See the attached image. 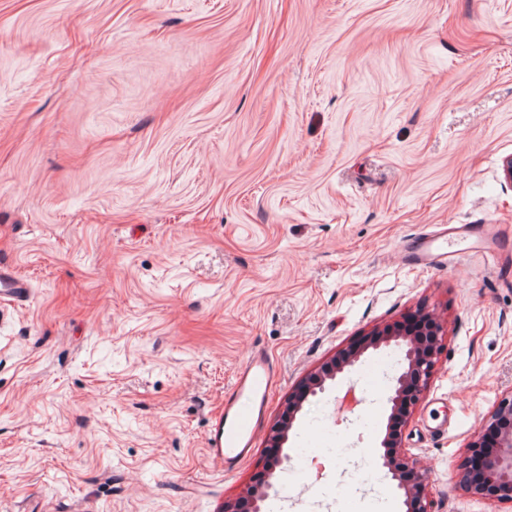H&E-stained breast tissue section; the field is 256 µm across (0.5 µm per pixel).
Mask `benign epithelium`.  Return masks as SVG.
<instances>
[{"instance_id": "1", "label": "benign epithelium", "mask_w": 512, "mask_h": 512, "mask_svg": "<svg viewBox=\"0 0 512 512\" xmlns=\"http://www.w3.org/2000/svg\"><path fill=\"white\" fill-rule=\"evenodd\" d=\"M432 335L433 340L424 343L412 337L411 333L394 326L375 329L363 342L351 344L339 358L309 375L298 386L296 397L289 399L282 420L273 426L269 434L264 483L253 486L244 499L224 504V512H263L264 503L273 487L272 479L276 469L286 459L283 448L288 442V433L296 416L302 409V403L325 391L326 382L334 381L349 371L369 348L376 349L393 341L404 345L407 368L396 377L392 394L388 397L390 416L386 435L380 442V447L384 448L382 465L399 481L411 512H431L425 494L428 477L402 450L401 434L396 432V425L407 422L430 382L441 351L442 330L435 321L432 322ZM486 430L499 435L497 452L486 459L489 484L497 489L493 497L512 501V393L502 397L490 413L486 420Z\"/></svg>"}]
</instances>
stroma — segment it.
Returning a JSON list of instances; mask_svg holds the SVG:
<instances>
[{"label": "stroma", "instance_id": "35a3bbf8", "mask_svg": "<svg viewBox=\"0 0 512 512\" xmlns=\"http://www.w3.org/2000/svg\"><path fill=\"white\" fill-rule=\"evenodd\" d=\"M512 0H0V512H224L298 384L417 310L442 328L402 429L431 512L512 393V273L477 249L416 269L439 224L512 225ZM278 376L253 454L206 453L250 351ZM305 403L269 502L341 512L379 462L387 390ZM347 449L305 464L320 435ZM301 481L291 482L295 466ZM25 281L0 266V297L19 299L26 293Z\"/></svg>", "mask_w": 512, "mask_h": 512}]
</instances>
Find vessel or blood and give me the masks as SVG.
Segmentation results:
<instances>
[{"instance_id": "1", "label": "vessel or blood", "mask_w": 512, "mask_h": 512, "mask_svg": "<svg viewBox=\"0 0 512 512\" xmlns=\"http://www.w3.org/2000/svg\"><path fill=\"white\" fill-rule=\"evenodd\" d=\"M466 237L485 241L500 257L512 254L510 225L442 224L436 231L410 240L405 259L417 269L450 266ZM26 288L24 280L0 266V297H23ZM275 378L272 359L262 351H252L225 393L223 407L212 416L205 446L210 459L224 471L236 469L252 453Z\"/></svg>"}]
</instances>
